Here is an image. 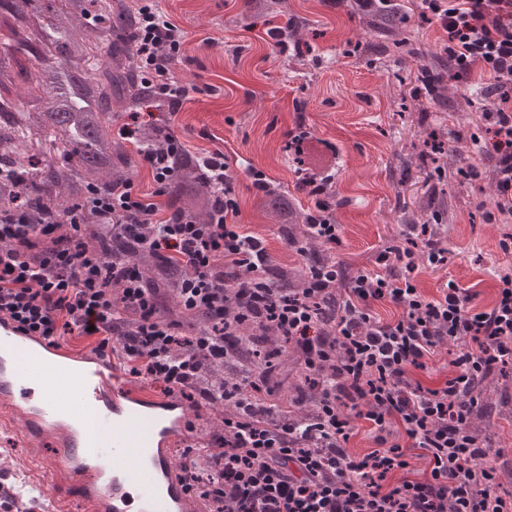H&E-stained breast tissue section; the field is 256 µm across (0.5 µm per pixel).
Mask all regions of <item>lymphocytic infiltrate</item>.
I'll return each instance as SVG.
<instances>
[{
    "label": "lymphocytic infiltrate",
    "instance_id": "f902f5d3",
    "mask_svg": "<svg viewBox=\"0 0 512 512\" xmlns=\"http://www.w3.org/2000/svg\"><path fill=\"white\" fill-rule=\"evenodd\" d=\"M138 5L135 53L144 81L159 106L177 111L189 94L173 75L185 33L160 0ZM424 5L425 19L446 34L459 89L470 91L473 69L487 78L482 92L495 107L483 115L486 137L472 139L476 155L495 159L497 192L485 219L512 222V0ZM138 120L130 113L118 134L151 170L152 194L131 179L91 183L66 226L30 223L22 211L0 218V319L53 344L67 334L93 339L97 350L119 355L130 375L181 395L194 410L231 406L208 448L190 446L182 454L178 475L206 512H512V496L497 492L498 468L489 461L495 450L471 428L477 385L512 363V275L500 276L486 309L452 280L439 296L427 297L417 286L419 269L445 264L448 250L428 225L412 224L402 244L378 254L375 268L348 273L316 258L306 266L305 287H277L265 238L233 222L236 176L223 152L200 159L214 198L210 220L162 213L156 199L166 194L173 159L186 147L174 135L162 148L141 143ZM287 146L312 160L299 188L316 206L293 248L303 255L309 240L339 244L342 227L318 197L332 170L329 144H312L303 132ZM91 216L113 239L180 264L175 299L205 318L207 328L166 317L132 257L89 248L83 228ZM380 303L396 316L378 317ZM267 327L293 345L316 392L305 423L279 417L274 389L256 377L281 349L259 352L251 362L240 357ZM447 344L456 347L452 377L437 388L414 379L413 371L425 369ZM229 364L238 373L234 385L201 386L207 367ZM361 419L374 443L363 455L348 447ZM415 456L425 464L419 477Z\"/></svg>",
    "mask_w": 512,
    "mask_h": 512
}]
</instances>
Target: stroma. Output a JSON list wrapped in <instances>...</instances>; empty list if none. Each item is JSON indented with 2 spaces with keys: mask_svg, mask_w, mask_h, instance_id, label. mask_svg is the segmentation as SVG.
I'll list each match as a JSON object with an SVG mask.
<instances>
[{
  "mask_svg": "<svg viewBox=\"0 0 512 512\" xmlns=\"http://www.w3.org/2000/svg\"><path fill=\"white\" fill-rule=\"evenodd\" d=\"M161 6L185 32L174 76L191 90L179 112L162 121L188 151L224 153L236 173L235 221L265 235L271 265L301 268L306 258L259 207L247 170H263L272 185L296 197L301 211L312 210L315 200L299 191V166L284 150L288 131L300 129L336 151L329 202L343 226L339 245L309 244L311 255L351 271L374 266L380 251L403 239L402 209L415 208L429 190L444 213L448 261L422 269L420 288L434 297L452 279L477 291V306L493 303L498 273L512 270V255L499 249L512 223L486 222L481 210L496 192L493 159L471 153V135L484 132L482 115L460 117L452 105L459 95L453 81L448 102L421 106L412 98L421 67H433L444 55V31L412 16L419 53L397 62L378 53L377 33L328 0H284L277 14L255 18L246 16L243 0H162ZM296 18L306 23L299 43L277 48L269 30ZM433 143L441 147L439 168L420 171L414 150ZM471 164L479 177L463 179L460 169ZM476 414L485 438L503 452L500 490L512 494V365L483 382ZM51 450L47 442L28 443L17 428H0V483L28 480L53 494L55 485L37 463Z\"/></svg>",
  "mask_w": 512,
  "mask_h": 512,
  "instance_id": "obj_1",
  "label": "stroma"
}]
</instances>
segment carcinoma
<instances>
[{"label": "carcinoma", "instance_id": "carcinoma-1", "mask_svg": "<svg viewBox=\"0 0 512 512\" xmlns=\"http://www.w3.org/2000/svg\"><path fill=\"white\" fill-rule=\"evenodd\" d=\"M281 0H247L245 12L262 16ZM365 27L390 39L384 52L411 55L419 49L401 29L408 22L403 0L375 2L365 9L350 4ZM137 6L124 0H0V32L13 42L0 52V214L27 213L30 223L61 216L76 204L89 183L112 184L132 177L125 144L112 137V102L131 110L150 106L141 82L133 35ZM94 52L106 58L103 69L87 66ZM35 81H30V78ZM30 81L28 98L15 96L19 79ZM430 94L448 101V62L432 70ZM170 187L177 208L197 219L212 214V195L197 156L175 162ZM260 207L278 224L300 223L292 198L277 188L263 194ZM143 278L176 288L183 269L162 266L146 252L132 254ZM280 288H301L305 271L280 268ZM229 367L215 366L203 384L235 381Z\"/></svg>", "mask_w": 512, "mask_h": 512}]
</instances>
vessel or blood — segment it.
Instances as JSON below:
<instances>
[{
	"label": "vessel or blood",
	"mask_w": 512,
	"mask_h": 512,
	"mask_svg": "<svg viewBox=\"0 0 512 512\" xmlns=\"http://www.w3.org/2000/svg\"><path fill=\"white\" fill-rule=\"evenodd\" d=\"M192 422L174 400L131 392L110 355L72 354L0 323V426L53 440L40 466L64 512H188L169 446Z\"/></svg>",
	"instance_id": "vessel-or-blood-1"
}]
</instances>
